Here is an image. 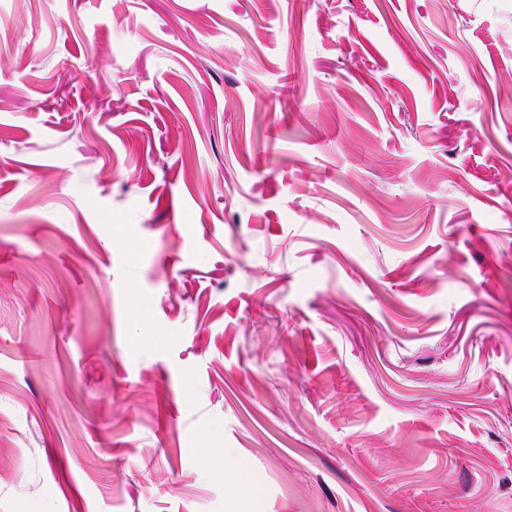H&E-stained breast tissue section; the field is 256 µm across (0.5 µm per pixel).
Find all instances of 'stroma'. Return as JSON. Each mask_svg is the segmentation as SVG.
<instances>
[{
  "label": "stroma",
  "mask_w": 512,
  "mask_h": 512,
  "mask_svg": "<svg viewBox=\"0 0 512 512\" xmlns=\"http://www.w3.org/2000/svg\"><path fill=\"white\" fill-rule=\"evenodd\" d=\"M512 512V0H0V512ZM210 460H218L220 462L221 467L224 468V479L232 481L237 490V495L231 501L227 510L229 512L260 511L259 495L255 485L246 471L232 459L229 450L224 449V456ZM245 503L251 504L252 507L248 510H240Z\"/></svg>",
  "instance_id": "obj_1"
}]
</instances>
